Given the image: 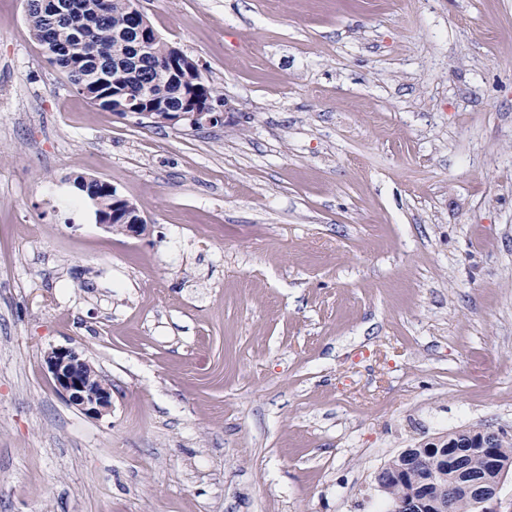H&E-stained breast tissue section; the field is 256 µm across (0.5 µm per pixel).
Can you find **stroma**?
<instances>
[{
    "label": "stroma",
    "instance_id": "stroma-1",
    "mask_svg": "<svg viewBox=\"0 0 512 512\" xmlns=\"http://www.w3.org/2000/svg\"><path fill=\"white\" fill-rule=\"evenodd\" d=\"M139 3L223 123L101 109L0 0V512H375L402 449L512 434V0ZM98 183L103 185L111 193H98V198L101 202L102 212L110 216L112 211V219L102 214H97V223L107 230H112V225L120 226L123 228L124 234L131 237H140L146 234L148 230V221L140 213L137 205L118 195L117 191L113 189L111 182L94 178ZM88 182V183H87ZM87 183V184H86ZM91 178L84 179L77 178L76 186L79 191L84 193L79 185H86L88 192L101 190V186ZM98 198L94 197L90 200L96 208L98 207ZM45 363L55 388L86 414L99 416L112 407V389L88 373V363L73 350L54 348Z\"/></svg>",
    "mask_w": 512,
    "mask_h": 512
}]
</instances>
